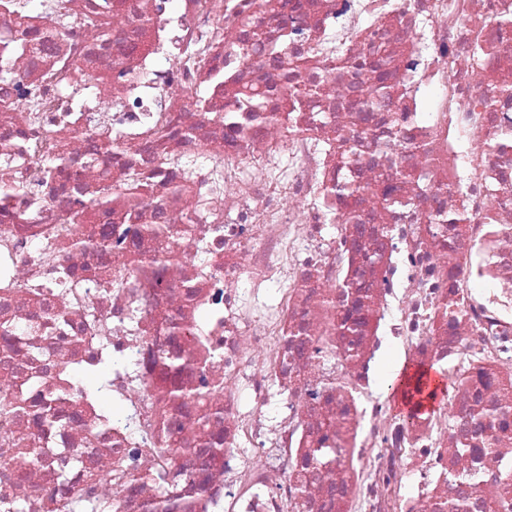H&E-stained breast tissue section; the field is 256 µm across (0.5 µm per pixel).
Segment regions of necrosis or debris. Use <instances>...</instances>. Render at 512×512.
Returning <instances> with one entry per match:
<instances>
[{
    "label": "necrosis or debris",
    "mask_w": 512,
    "mask_h": 512,
    "mask_svg": "<svg viewBox=\"0 0 512 512\" xmlns=\"http://www.w3.org/2000/svg\"><path fill=\"white\" fill-rule=\"evenodd\" d=\"M110 2L0 10V512H512V0ZM389 347L465 381L398 415ZM111 348L118 426L60 395Z\"/></svg>",
    "instance_id": "necrosis-or-debris-1"
}]
</instances>
